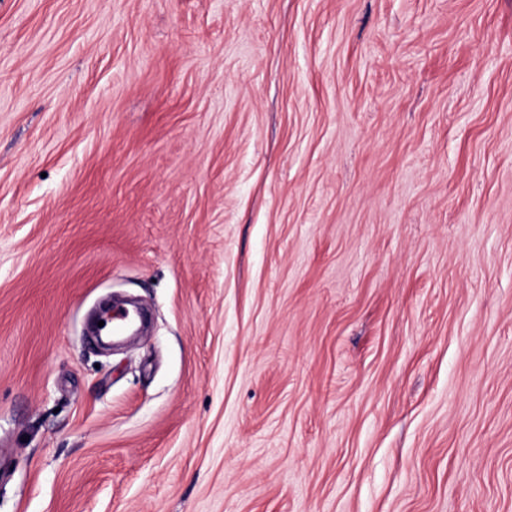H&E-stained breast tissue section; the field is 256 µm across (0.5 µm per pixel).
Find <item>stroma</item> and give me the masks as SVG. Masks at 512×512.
I'll list each match as a JSON object with an SVG mask.
<instances>
[{
    "label": "stroma",
    "mask_w": 512,
    "mask_h": 512,
    "mask_svg": "<svg viewBox=\"0 0 512 512\" xmlns=\"http://www.w3.org/2000/svg\"><path fill=\"white\" fill-rule=\"evenodd\" d=\"M0 512H512V0H0Z\"/></svg>",
    "instance_id": "35a3bbf8"
}]
</instances>
